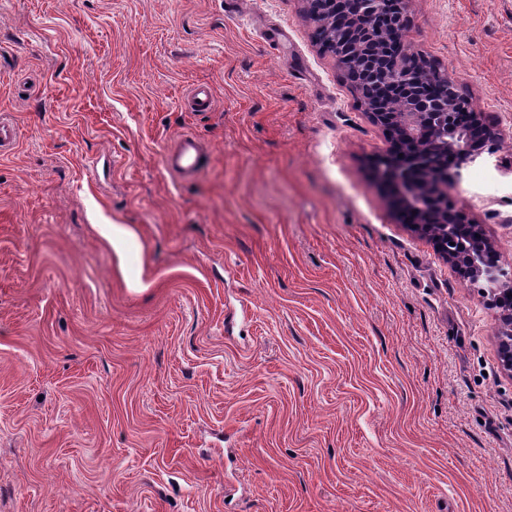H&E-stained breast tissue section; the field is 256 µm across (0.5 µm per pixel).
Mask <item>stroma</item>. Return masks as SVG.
<instances>
[{"mask_svg": "<svg viewBox=\"0 0 512 512\" xmlns=\"http://www.w3.org/2000/svg\"><path fill=\"white\" fill-rule=\"evenodd\" d=\"M406 15L501 135L453 196L510 266L512 0ZM314 32L304 0H0V512H512L497 311L398 219ZM214 92L208 84L194 86L185 101V107L191 112H207L214 105ZM204 150L205 146L198 137L190 133L181 134L164 155L163 165L178 183L191 182L200 172Z\"/></svg>", "mask_w": 512, "mask_h": 512, "instance_id": "obj_1", "label": "stroma"}]
</instances>
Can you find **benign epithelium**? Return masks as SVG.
I'll list each match as a JSON object with an SVG mask.
<instances>
[{"label":"benign epithelium","instance_id":"1","mask_svg":"<svg viewBox=\"0 0 512 512\" xmlns=\"http://www.w3.org/2000/svg\"><path fill=\"white\" fill-rule=\"evenodd\" d=\"M347 3L353 11L349 33L357 54L353 76L366 77L371 88L406 95L397 112L385 111L383 101L375 97L363 102L372 121L391 141L389 149L371 158L372 169L391 188L401 222L433 242L459 275L483 284L482 298L499 311L498 356L512 373V307L501 301L503 294H512V270L504 267L497 246L484 231L470 236L473 221L449 195L461 181L462 169L494 150L498 133L470 101L457 98L448 87L438 93L442 110L425 111L428 102L417 94L422 82L420 60L399 53L396 45L397 57L390 63L376 54L375 19L391 17L396 29L405 25V9L399 0Z\"/></svg>","mask_w":512,"mask_h":512}]
</instances>
